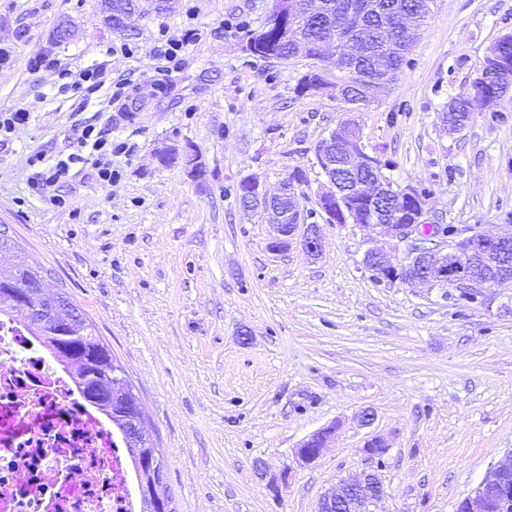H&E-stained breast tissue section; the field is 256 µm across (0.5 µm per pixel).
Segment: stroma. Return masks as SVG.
Masks as SVG:
<instances>
[{
  "instance_id": "stroma-1",
  "label": "stroma",
  "mask_w": 512,
  "mask_h": 512,
  "mask_svg": "<svg viewBox=\"0 0 512 512\" xmlns=\"http://www.w3.org/2000/svg\"><path fill=\"white\" fill-rule=\"evenodd\" d=\"M270 7L172 0L116 32L98 0H0V111L25 114L0 135V226L125 367L175 512H316L326 489L369 468L373 433L388 445L376 512H456L512 453V285L486 289L480 305L376 281L352 224L321 225L319 258L297 243L272 253L270 226L244 216L229 190L250 174L276 186L298 166L308 176L299 202L316 209L314 147L351 118L367 148L393 150L394 184L431 188L444 223L501 232L512 211V101L501 106L506 122L477 112L455 136L439 113L512 32V0H435L409 66L357 113L330 84L296 93L308 60L245 57L244 31L260 29ZM62 20L71 35L52 42ZM189 28L196 39L167 67L162 36ZM63 68L98 71V92L65 85ZM87 125L124 144L112 157L120 179L100 181L88 158L33 191L34 169L77 152ZM188 143L207 190L156 159L162 145ZM54 194L68 207L53 206ZM329 425L334 439L300 464L295 448Z\"/></svg>"
}]
</instances>
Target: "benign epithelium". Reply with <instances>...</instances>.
<instances>
[{"label": "benign epithelium", "instance_id": "7a95c632", "mask_svg": "<svg viewBox=\"0 0 512 512\" xmlns=\"http://www.w3.org/2000/svg\"><path fill=\"white\" fill-rule=\"evenodd\" d=\"M169 0H131L123 12L112 10L111 0H100V14L107 25L117 29L126 27L130 15L136 12L159 11ZM317 11L314 6L300 13L288 12L289 32L296 38L302 33L304 17ZM333 46L332 61L339 59L338 47L346 45L347 56L357 57L360 44L339 30H333L329 39ZM348 81L344 70L336 69V90L341 98L359 111L371 102L368 94L355 97L347 94ZM343 150L354 168L369 173L368 180L359 183L369 197L372 207L370 223L359 228H378L387 239L388 247L369 246L363 253L361 264L373 272L375 277L387 281H400L412 286L439 288L443 292H454L483 302L484 292L505 283L512 284V264L508 249L512 247V231L507 234L489 235L471 225H456L451 231L444 230L429 201H419L411 214L412 223H396L398 212L377 208L376 201L385 195L396 194L413 197L416 186L395 185L385 174L389 166L380 154L366 152L360 131L350 133ZM173 155L176 162L189 169L200 186H205V170L199 153L191 146L179 151L166 149L160 156ZM316 163L325 178L321 187L318 209L325 221H330L331 207H344L343 190L336 181V131L332 130L314 149ZM249 185L241 193L239 207L246 215L262 217L272 228L269 247L274 252L288 250L294 241L312 257L322 253L323 240L319 225L311 222L313 216L297 202L301 183L288 174L277 187L270 190L265 183L253 175L245 176ZM493 268L490 277L476 270L475 260ZM336 427L329 426L310 434L296 449L295 455L303 464L313 463L332 439ZM388 445L379 435H373L365 443L364 452L372 461L381 460ZM384 495V486L377 470L363 472L357 481L339 482L326 491L318 503L317 512H336L348 508L353 512H372L373 502ZM457 512H512V454L508 459L493 465L475 491V495L463 499Z\"/></svg>", "mask_w": 512, "mask_h": 512}]
</instances>
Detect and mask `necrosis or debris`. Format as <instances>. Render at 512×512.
I'll return each instance as SVG.
<instances>
[{"mask_svg": "<svg viewBox=\"0 0 512 512\" xmlns=\"http://www.w3.org/2000/svg\"><path fill=\"white\" fill-rule=\"evenodd\" d=\"M122 444L40 338L0 314V512H139Z\"/></svg>", "mask_w": 512, "mask_h": 512, "instance_id": "1", "label": "necrosis or debris"}]
</instances>
